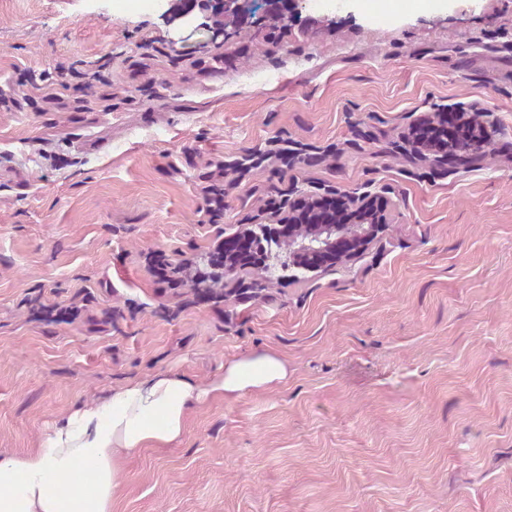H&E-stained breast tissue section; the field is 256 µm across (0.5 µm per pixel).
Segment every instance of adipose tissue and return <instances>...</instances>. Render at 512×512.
I'll return each mask as SVG.
<instances>
[{
    "label": "adipose tissue",
    "mask_w": 512,
    "mask_h": 512,
    "mask_svg": "<svg viewBox=\"0 0 512 512\" xmlns=\"http://www.w3.org/2000/svg\"><path fill=\"white\" fill-rule=\"evenodd\" d=\"M286 376L277 356L253 352L205 384L165 371L117 387L55 423L39 448L0 454V512H112L123 454L179 441L193 405L242 396Z\"/></svg>",
    "instance_id": "1"
}]
</instances>
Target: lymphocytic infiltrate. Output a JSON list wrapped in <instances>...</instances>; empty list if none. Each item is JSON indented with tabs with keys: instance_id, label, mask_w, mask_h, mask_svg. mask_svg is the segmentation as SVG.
I'll return each instance as SVG.
<instances>
[{
	"instance_id": "1",
	"label": "lymphocytic infiltrate",
	"mask_w": 512,
	"mask_h": 512,
	"mask_svg": "<svg viewBox=\"0 0 512 512\" xmlns=\"http://www.w3.org/2000/svg\"><path fill=\"white\" fill-rule=\"evenodd\" d=\"M439 113V118L411 125L404 138L416 147L430 150L436 159L444 160L449 148L468 143L474 130L447 108H440ZM293 154L290 140L277 135L255 153L207 162L199 176L207 223H223L227 197L246 175L263 168L276 178L277 185L266 193L260 213L280 229L293 224L350 223L355 214L335 189L318 185L311 194L297 193L295 181L290 177ZM228 255L243 267H254L260 262L258 254L250 249L248 237L237 235L225 241L216 240L205 266L194 267L189 260L174 265L161 262L151 265L150 272L156 284L172 288L188 283L194 290L195 301H214L218 298L214 287L224 279V258Z\"/></svg>"
}]
</instances>
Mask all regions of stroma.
Masks as SVG:
<instances>
[{
  "label": "stroma",
  "mask_w": 512,
  "mask_h": 512,
  "mask_svg": "<svg viewBox=\"0 0 512 512\" xmlns=\"http://www.w3.org/2000/svg\"><path fill=\"white\" fill-rule=\"evenodd\" d=\"M179 9L0 0V452L140 377L205 383L268 351L287 378L128 455L112 512H512V0H403L382 21L305 0L219 45ZM61 63L106 81L77 95ZM439 104L492 128L436 172L397 145ZM283 132L336 148L299 190L389 192L381 239L311 278L228 276L218 307L161 293L149 253L203 261L268 188L246 176L206 223V163ZM77 301L68 324L31 312Z\"/></svg>",
  "instance_id": "obj_1"
}]
</instances>
